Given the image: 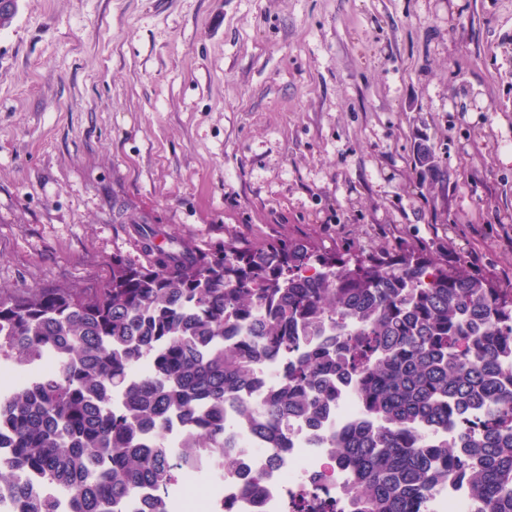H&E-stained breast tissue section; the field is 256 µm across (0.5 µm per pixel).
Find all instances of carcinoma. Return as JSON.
<instances>
[{
    "label": "carcinoma",
    "instance_id": "cac0c4a2",
    "mask_svg": "<svg viewBox=\"0 0 512 512\" xmlns=\"http://www.w3.org/2000/svg\"><path fill=\"white\" fill-rule=\"evenodd\" d=\"M138 247L143 260L115 255L109 275L84 288L0 292V355L24 369L47 354L60 364L0 395V426L13 432L0 487L26 512L59 508L29 495L22 470L49 480L72 512H142L140 497L168 512L183 472L209 461L221 478L231 464L217 456L224 407L276 448L288 413L319 419L349 382L361 420L337 449L355 512H416L437 458L473 482L481 512H512V288L418 250L353 254L278 237L200 246L174 235L164 249L151 229ZM338 318L358 323L343 345ZM301 334L318 340L280 391L245 401L258 363L288 356ZM458 415L479 419L483 438L462 428L450 448L410 436ZM170 429L186 435L176 452Z\"/></svg>",
    "mask_w": 512,
    "mask_h": 512
}]
</instances>
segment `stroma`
I'll use <instances>...</instances> for the list:
<instances>
[{
	"instance_id": "35a3bbf8",
	"label": "stroma",
	"mask_w": 512,
	"mask_h": 512,
	"mask_svg": "<svg viewBox=\"0 0 512 512\" xmlns=\"http://www.w3.org/2000/svg\"><path fill=\"white\" fill-rule=\"evenodd\" d=\"M511 216L512 0H22L0 29L2 292L85 287L145 223L508 287Z\"/></svg>"
}]
</instances>
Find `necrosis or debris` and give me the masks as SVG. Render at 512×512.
Masks as SVG:
<instances>
[{
    "label": "necrosis or debris",
    "instance_id": "4bbe7bcc",
    "mask_svg": "<svg viewBox=\"0 0 512 512\" xmlns=\"http://www.w3.org/2000/svg\"><path fill=\"white\" fill-rule=\"evenodd\" d=\"M361 415L357 396L339 391L320 426L302 418L289 420L287 437L277 451L253 433L250 422L236 412L225 413L224 454L231 464L222 479L208 465L188 470L183 485L199 494L186 499L169 494V512H290L310 498L352 512L349 472L336 456V441ZM420 512H474L469 480H438L419 499Z\"/></svg>",
    "mask_w": 512,
    "mask_h": 512
}]
</instances>
